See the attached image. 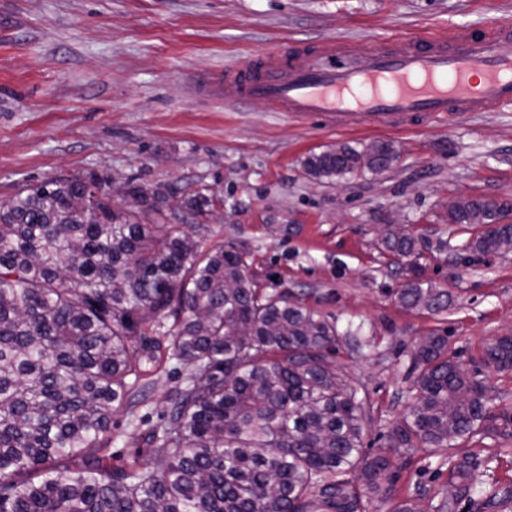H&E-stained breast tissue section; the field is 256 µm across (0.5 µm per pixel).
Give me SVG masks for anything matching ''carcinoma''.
Listing matches in <instances>:
<instances>
[{
  "label": "carcinoma",
  "instance_id": "cac0c4a2",
  "mask_svg": "<svg viewBox=\"0 0 512 512\" xmlns=\"http://www.w3.org/2000/svg\"><path fill=\"white\" fill-rule=\"evenodd\" d=\"M394 159L379 141L305 165L322 178ZM130 193L141 208L117 211L109 179L58 176L0 204V512H365L355 475L377 490L411 448L450 451L434 512L470 496L479 463L452 449L512 436V410L490 402L448 337L414 345L411 410L369 460L364 402L331 360L336 326L266 292L242 254L203 242L204 225L145 223L167 191ZM81 195L86 216L73 206ZM214 206L200 192L180 203L195 218ZM502 212L477 196L450 214L476 230L463 249L501 252L512 240ZM384 245L414 253L390 230ZM396 296L407 309L448 307L447 291L417 280ZM481 360L512 371V336L488 343ZM162 375L181 384L148 435V462L136 455L105 472L112 410L135 407ZM77 457V470L60 469Z\"/></svg>",
  "mask_w": 512,
  "mask_h": 512
}]
</instances>
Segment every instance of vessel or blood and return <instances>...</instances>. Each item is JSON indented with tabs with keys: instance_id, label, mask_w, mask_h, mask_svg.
<instances>
[{
	"instance_id": "1",
	"label": "vessel or blood",
	"mask_w": 512,
	"mask_h": 512,
	"mask_svg": "<svg viewBox=\"0 0 512 512\" xmlns=\"http://www.w3.org/2000/svg\"><path fill=\"white\" fill-rule=\"evenodd\" d=\"M222 85L225 101L260 99L341 127L494 112L512 107V17L381 48L335 38L291 44L226 67Z\"/></svg>"
}]
</instances>
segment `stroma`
I'll use <instances>...</instances> for the list:
<instances>
[{
    "label": "stroma",
    "instance_id": "stroma-1",
    "mask_svg": "<svg viewBox=\"0 0 512 512\" xmlns=\"http://www.w3.org/2000/svg\"><path fill=\"white\" fill-rule=\"evenodd\" d=\"M512 15V0H0V199L19 184L95 173L118 186L162 185L180 202L214 196L210 243L241 252L263 288L284 292L335 322L336 364L366 402L364 446L375 455L409 412L412 348L446 336L466 366L512 336V252L461 263L467 234L446 200L484 196L512 204V109L423 119L409 127L337 128L259 100L227 104L207 83L259 50L295 41L390 36L478 27ZM374 141L397 159L381 172L312 177L305 162ZM401 222L421 279L447 290L439 315L402 307L410 271L380 233ZM359 330L352 350L343 333ZM177 384L155 380L135 412L112 413L113 460L144 447ZM512 438L468 443L479 483L455 512H504L512 496ZM443 453L410 452L392 493L370 490L366 512H392L448 483Z\"/></svg>",
    "mask_w": 512,
    "mask_h": 512
}]
</instances>
